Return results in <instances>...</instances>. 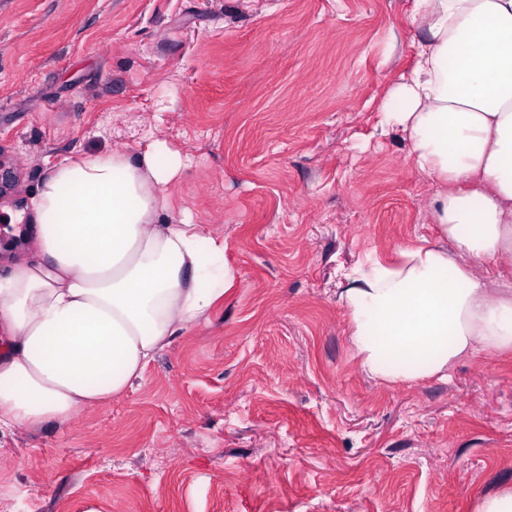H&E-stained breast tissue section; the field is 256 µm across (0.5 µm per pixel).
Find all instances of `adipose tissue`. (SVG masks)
I'll return each instance as SVG.
<instances>
[{
  "instance_id": "obj_1",
  "label": "adipose tissue",
  "mask_w": 512,
  "mask_h": 512,
  "mask_svg": "<svg viewBox=\"0 0 512 512\" xmlns=\"http://www.w3.org/2000/svg\"><path fill=\"white\" fill-rule=\"evenodd\" d=\"M412 69L388 90L382 131L444 190L431 215L452 250L344 270L340 298L374 378L446 377L455 360L512 351V290L467 265L512 257V0H412ZM184 157L156 142L49 166L20 250L0 276V431L67 424L122 395L171 338L232 285L223 240L170 215Z\"/></svg>"
}]
</instances>
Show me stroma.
<instances>
[{"label": "stroma", "mask_w": 512, "mask_h": 512, "mask_svg": "<svg viewBox=\"0 0 512 512\" xmlns=\"http://www.w3.org/2000/svg\"><path fill=\"white\" fill-rule=\"evenodd\" d=\"M411 0H0V203L163 141L235 273L205 321L70 423L0 433V512H476L512 488V353L362 367L338 274L442 245L380 105Z\"/></svg>", "instance_id": "stroma-1"}]
</instances>
